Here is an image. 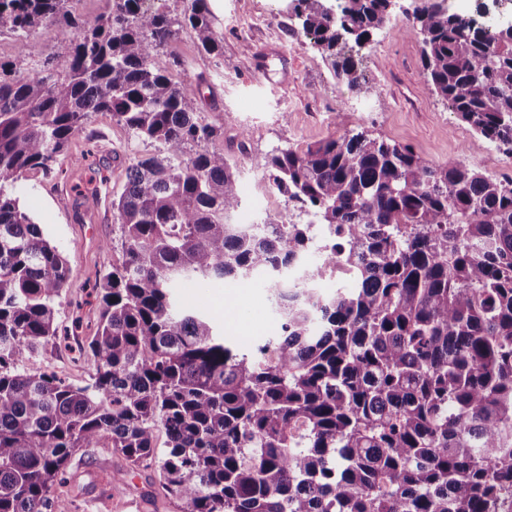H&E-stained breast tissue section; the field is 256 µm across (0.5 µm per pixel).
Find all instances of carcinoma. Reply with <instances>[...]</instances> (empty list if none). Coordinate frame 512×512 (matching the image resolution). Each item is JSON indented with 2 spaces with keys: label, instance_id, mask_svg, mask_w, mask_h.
<instances>
[{
  "label": "carcinoma",
  "instance_id": "1",
  "mask_svg": "<svg viewBox=\"0 0 512 512\" xmlns=\"http://www.w3.org/2000/svg\"><path fill=\"white\" fill-rule=\"evenodd\" d=\"M0 0V35L25 50L48 23L74 30L61 64L0 62V512H64L78 453L111 448L153 466L179 512H512V178L437 165L362 133L266 156L298 216L235 224L241 191L222 129L155 56L190 28L223 50L207 0L178 21L145 0ZM391 0H295L298 30L351 87L354 48ZM407 32L434 92L512 157V25L490 30L412 0ZM163 152L134 160L112 202L124 259L90 295L97 321L84 385L35 367L67 334L57 305L69 268L21 209L15 184L50 173L94 114ZM334 237L317 246L311 225ZM321 248L299 279L288 272ZM355 287L310 282L336 265ZM267 276L281 332L249 353L179 309L186 278ZM164 432V448L157 446Z\"/></svg>",
  "mask_w": 512,
  "mask_h": 512
}]
</instances>
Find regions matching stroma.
<instances>
[{
	"label": "stroma",
	"mask_w": 512,
	"mask_h": 512,
	"mask_svg": "<svg viewBox=\"0 0 512 512\" xmlns=\"http://www.w3.org/2000/svg\"><path fill=\"white\" fill-rule=\"evenodd\" d=\"M208 7L224 32L222 54L200 51L191 29L184 28L157 62L174 82L196 94L199 119L224 128L215 147L239 175L243 201L235 222L257 224L288 213L281 194L262 197L269 183L261 166L267 154L342 134L363 132L395 141L432 163L461 162L494 178L512 173V158L477 144L471 128L433 92L423 74L418 38L402 34L409 24L403 11H394L364 49L369 82L352 91L336 79L308 38H283V29L294 23L291 0H208ZM70 37L61 25L42 26L30 39L27 54L63 60ZM257 50L266 56L267 69L253 68L251 55ZM159 150V143L135 136L101 112L61 156L59 174L33 170L17 183L20 206L70 267L58 313L72 335L70 345L47 347L37 358L44 370L70 383L85 384L95 371L92 356L80 349L97 315L90 291L104 267L122 259L112 198L121 192L130 163ZM171 293L180 308L211 318L242 351L278 331L264 275L205 286L184 280ZM225 294L235 299L226 310L214 303L215 296ZM125 468L124 459L110 448L74 457L70 470L84 496L67 512H177L173 503L157 496V474L151 469L133 474V491L109 493L113 473Z\"/></svg>",
	"instance_id": "obj_1"
}]
</instances>
